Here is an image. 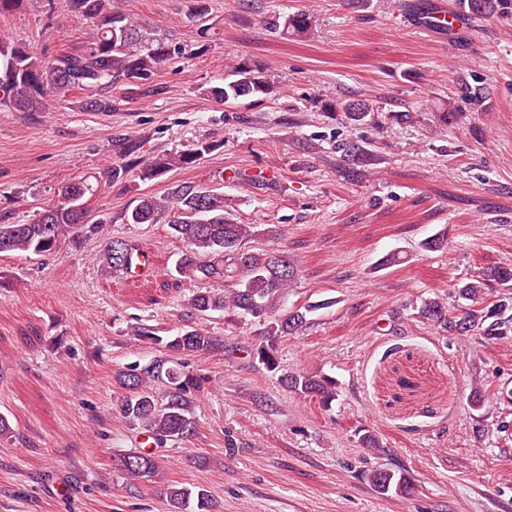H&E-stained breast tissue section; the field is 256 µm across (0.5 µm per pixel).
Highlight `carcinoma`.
I'll return each mask as SVG.
<instances>
[{"mask_svg": "<svg viewBox=\"0 0 512 512\" xmlns=\"http://www.w3.org/2000/svg\"><path fill=\"white\" fill-rule=\"evenodd\" d=\"M70 12L96 27L88 47L56 56L39 53L6 36H0V106L17 112H43L52 97H64L71 91L83 95L86 111H109L112 100L105 91L117 83L146 87L161 66L184 49L161 39H147L140 29L116 7L112 0H68ZM458 12L473 20L484 15L512 17V0H464ZM283 27L298 38L308 36L310 17L304 11L291 13ZM272 92L269 78L262 72L240 63L224 80L207 89L209 97L234 103L241 97L264 100ZM332 111H342L355 122L373 116L375 109L368 99L339 100L328 104ZM216 145L202 141L178 153L150 155L142 151L136 138L118 144L123 163L109 166L98 176L79 178L62 184L57 198L48 202L34 218L26 222L0 224V253L28 256L49 255L66 241L77 245L96 240L103 247L107 264L129 272L144 252L124 238H104V225L112 218L94 220L87 203L99 188L114 180L146 182L174 169L199 164ZM354 175L365 167L367 149L356 142L337 146ZM125 224H160L169 226L172 236L183 243L169 273L180 278L219 280L221 284L192 294L186 303L197 316L232 310L243 324L259 326V339L248 349L249 356L267 372L277 376L286 391L316 400L324 407L338 397L336 379L325 374L291 373L280 367L277 342L299 332L307 323L306 315L328 306L309 305L305 311L284 308L288 290L301 278L298 261L287 252L274 248H250L260 237L279 236L278 228H259L245 224L224 204V192L200 184L182 183L170 188L166 196H143L130 210L123 212ZM501 298L488 311L467 308L459 315H449L448 308L436 300L425 301L417 308L423 322L444 332L469 336L480 330L486 336H507L512 332V265L488 267L458 285L459 297L480 303L493 290ZM164 356L142 368L119 374L117 382L123 394L115 403L119 416L139 428L154 445L184 441L195 436V393L204 389L203 379L177 367V360L199 352L224 350V338L212 336L193 327H183L163 343ZM115 468L133 480L151 478L157 462L150 449L123 454ZM366 476L376 490L386 495L406 489L402 478L389 471L369 468ZM174 512H214V504L204 488L193 492L186 488L169 489Z\"/></svg>", "mask_w": 512, "mask_h": 512, "instance_id": "1", "label": "carcinoma"}]
</instances>
